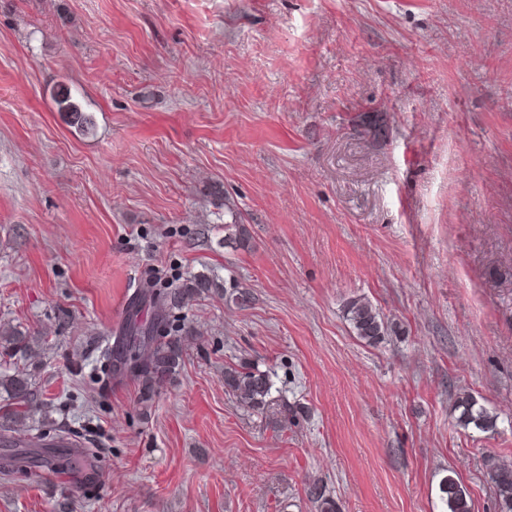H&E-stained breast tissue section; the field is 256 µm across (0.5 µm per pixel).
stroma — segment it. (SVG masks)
<instances>
[{"label": "stroma", "mask_w": 512, "mask_h": 512, "mask_svg": "<svg viewBox=\"0 0 512 512\" xmlns=\"http://www.w3.org/2000/svg\"><path fill=\"white\" fill-rule=\"evenodd\" d=\"M172 288L181 307L144 299ZM131 295L182 355L107 385ZM359 298L379 343L346 318ZM0 330L34 397L14 426L41 437L14 446L0 417V512H316L315 484L339 512H439L447 475L496 512L512 0H0ZM241 366L273 409L225 386ZM464 391L495 430L456 425ZM55 101L60 112L66 113L68 123L71 126L84 132H89L93 129L94 122L92 116L72 101L71 89L69 87L60 85L55 94ZM346 317L356 335L369 344L378 343L386 334L384 320L368 300L351 301L346 308ZM224 383L252 409L264 410L272 401V383L267 374L230 368L224 372Z\"/></svg>", "instance_id": "35a3bbf8"}]
</instances>
